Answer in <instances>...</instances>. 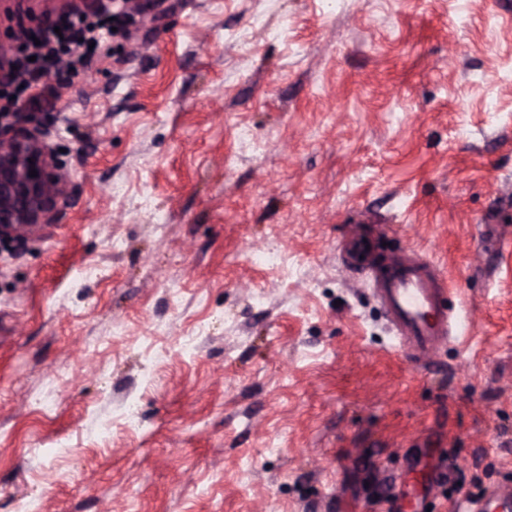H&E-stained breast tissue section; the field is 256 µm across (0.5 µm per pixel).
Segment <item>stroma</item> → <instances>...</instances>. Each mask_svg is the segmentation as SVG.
I'll list each match as a JSON object with an SVG mask.
<instances>
[{"label": "stroma", "instance_id": "1", "mask_svg": "<svg viewBox=\"0 0 512 512\" xmlns=\"http://www.w3.org/2000/svg\"><path fill=\"white\" fill-rule=\"evenodd\" d=\"M118 3L41 80L71 204L0 243V512H379L417 464L413 512L512 485V0ZM353 224L445 278L430 367L352 281Z\"/></svg>", "mask_w": 512, "mask_h": 512}]
</instances>
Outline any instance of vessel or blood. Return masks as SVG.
<instances>
[{
	"mask_svg": "<svg viewBox=\"0 0 512 512\" xmlns=\"http://www.w3.org/2000/svg\"><path fill=\"white\" fill-rule=\"evenodd\" d=\"M346 248L355 271L370 280L401 348L416 361L429 362L450 334L446 288L434 263L403 252L374 256L356 231ZM459 512H512V487H495L462 503Z\"/></svg>",
	"mask_w": 512,
	"mask_h": 512,
	"instance_id": "1",
	"label": "vessel or blood"
}]
</instances>
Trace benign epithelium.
<instances>
[{"label":"benign epithelium","mask_w":512,"mask_h":512,"mask_svg":"<svg viewBox=\"0 0 512 512\" xmlns=\"http://www.w3.org/2000/svg\"><path fill=\"white\" fill-rule=\"evenodd\" d=\"M47 137L36 112L0 118V241H23L39 225L54 223L68 203L67 172ZM32 170L37 176H29Z\"/></svg>","instance_id":"1"}]
</instances>
